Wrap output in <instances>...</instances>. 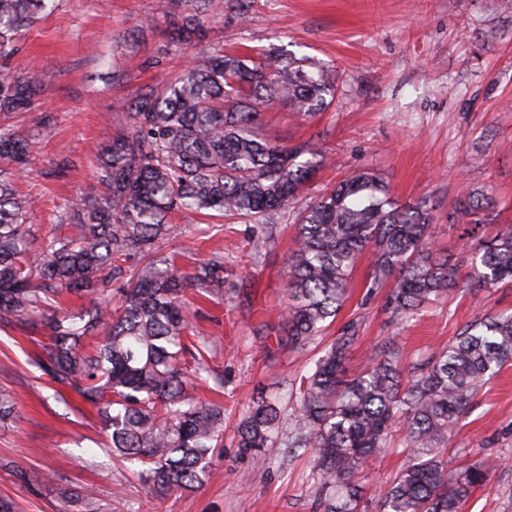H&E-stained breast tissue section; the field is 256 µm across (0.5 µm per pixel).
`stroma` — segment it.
I'll list each match as a JSON object with an SVG mask.
<instances>
[{
  "mask_svg": "<svg viewBox=\"0 0 512 512\" xmlns=\"http://www.w3.org/2000/svg\"><path fill=\"white\" fill-rule=\"evenodd\" d=\"M184 0H60L50 15L25 30L12 68L37 65L43 86L35 108L0 114V125L35 134L37 150L21 192L40 193L29 218L35 237L67 231L57 221L66 199L96 192L97 157L125 122L129 103L204 49L175 48L171 33ZM498 31L495 41L481 34ZM283 48L335 66L336 102L314 121L282 109L265 113L261 130L281 144L320 140L328 161L315 182L275 223L257 230L241 219L211 216L191 222L179 214V236L158 240L156 253H178L192 269L224 258V298L190 300V318L213 346L208 361L224 376V441L196 490L148 498L142 484L103 448L96 414L53 383L38 367L44 335L0 330V387L17 418L0 428V498L16 512H62L76 493L102 512H314L304 460L284 445L266 449L265 463L241 457L234 427L259 396L287 397L306 373L313 349H290L282 336L292 222L325 185L361 167L389 182L403 201H429L433 231L443 251L459 260L465 193L477 189L496 202L493 223L512 224V14L498 0H251L247 18L224 12L211 18L206 47ZM124 74L112 83L113 70ZM367 264L352 277L351 296L327 328L332 340L350 323L359 333L349 363L358 372L366 351L392 338L413 364H422L474 318L512 308V287L466 288L416 319L398 324L383 293H368ZM449 467L487 456L501 466L475 491L462 512H512V361L484 379L445 441ZM404 463L388 451L359 475L365 512H379L377 496ZM54 483H43L44 473Z\"/></svg>",
  "mask_w": 512,
  "mask_h": 512,
  "instance_id": "1",
  "label": "stroma"
}]
</instances>
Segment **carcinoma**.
Listing matches in <instances>:
<instances>
[{
	"instance_id": "1",
	"label": "carcinoma",
	"mask_w": 512,
	"mask_h": 512,
	"mask_svg": "<svg viewBox=\"0 0 512 512\" xmlns=\"http://www.w3.org/2000/svg\"><path fill=\"white\" fill-rule=\"evenodd\" d=\"M56 0H0V112L33 109L40 72H17L8 60L18 42ZM225 9L244 17L249 0H192L174 28L180 45L205 37V18ZM336 69L313 57L269 50L241 53L215 48L130 102L128 123L113 128L97 160V193L60 206L68 233L34 239L27 220L38 196L16 189L34 150L33 136L0 128V330H39L50 340L38 366L97 411L112 455L139 467L153 498L202 485L223 442L224 404L190 392L224 390L209 364L210 344L192 330L185 293L224 297V261L213 258L185 272L176 256L158 257L154 243L177 228L169 214L237 217L267 224L297 199L324 165L319 141L286 146L259 132L265 112L283 107L313 120L336 101ZM493 198L470 192L469 223L486 221ZM427 202L401 203L371 168H359L327 188L295 218V248L288 257L283 316L286 343L320 344L327 320L343 306L352 275L369 256L368 291L390 287L392 313L409 322L456 288L512 284V225L467 244L469 279L441 255ZM143 259L126 265L130 252ZM125 280L119 301L64 312L60 295H105ZM96 344L84 350L86 339ZM357 339L345 326L320 350L313 367L292 387L288 448L311 460L309 490L317 512H362L358 474L401 431L405 464L379 494L380 512H462L471 493L499 466L484 459L457 468L439 447L469 404L479 381L512 360V312L470 322L411 381L393 340L377 344L363 369L346 365ZM16 414L0 389V422ZM285 408L260 398L237 426L240 454L255 462L282 435Z\"/></svg>"
}]
</instances>
